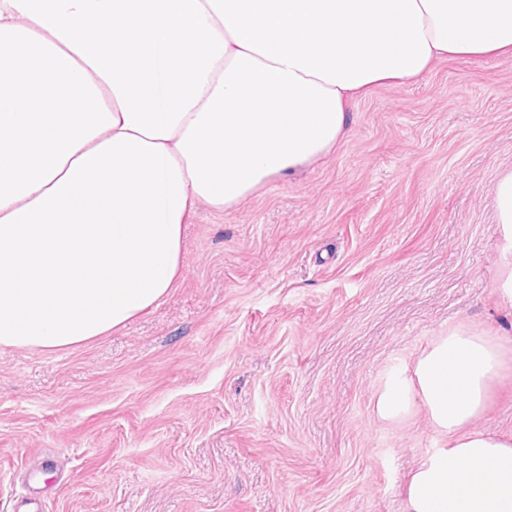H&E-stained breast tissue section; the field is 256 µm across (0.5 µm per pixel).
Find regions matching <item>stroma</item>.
I'll return each mask as SVG.
<instances>
[{
  "mask_svg": "<svg viewBox=\"0 0 512 512\" xmlns=\"http://www.w3.org/2000/svg\"><path fill=\"white\" fill-rule=\"evenodd\" d=\"M512 56L371 89L329 156L239 207L199 203L158 306L67 350L0 346V512H403L436 445L372 411L465 324L508 327L494 186ZM477 423L512 431V343Z\"/></svg>",
  "mask_w": 512,
  "mask_h": 512,
  "instance_id": "1",
  "label": "stroma"
}]
</instances>
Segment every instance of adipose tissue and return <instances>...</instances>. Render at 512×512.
I'll list each match as a JSON object with an SVG mask.
<instances>
[{
    "mask_svg": "<svg viewBox=\"0 0 512 512\" xmlns=\"http://www.w3.org/2000/svg\"><path fill=\"white\" fill-rule=\"evenodd\" d=\"M507 54L512 0H0V345L124 326L182 277L199 202L328 155L376 84ZM495 201L512 315V171ZM511 339L461 324L385 375L377 418L439 437L403 512H512V432L476 423Z\"/></svg>",
    "mask_w": 512,
    "mask_h": 512,
    "instance_id": "adipose-tissue-1",
    "label": "adipose tissue"
}]
</instances>
